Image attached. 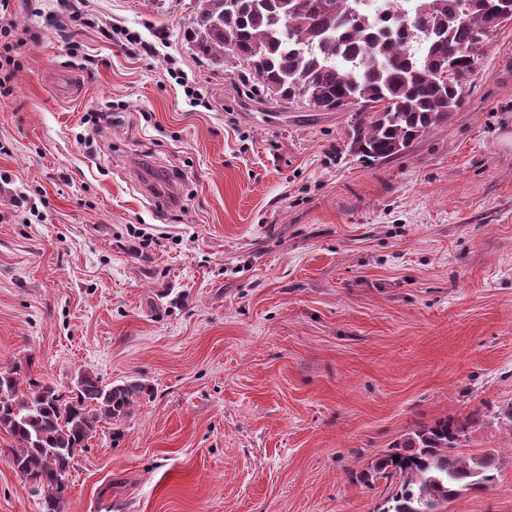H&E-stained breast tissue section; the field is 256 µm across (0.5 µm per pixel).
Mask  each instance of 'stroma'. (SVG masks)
<instances>
[{
    "instance_id": "1",
    "label": "stroma",
    "mask_w": 512,
    "mask_h": 512,
    "mask_svg": "<svg viewBox=\"0 0 512 512\" xmlns=\"http://www.w3.org/2000/svg\"><path fill=\"white\" fill-rule=\"evenodd\" d=\"M75 4L92 24L65 33L56 0L8 6L0 367L147 392L77 451L62 512H376L389 485L356 474L447 414L482 415L463 451L502 460L448 512H512V23L448 122L371 163L354 112L244 95L194 0ZM14 446L0 512H43Z\"/></svg>"
}]
</instances>
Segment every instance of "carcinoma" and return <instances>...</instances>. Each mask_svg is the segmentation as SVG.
Wrapping results in <instances>:
<instances>
[{"mask_svg":"<svg viewBox=\"0 0 512 512\" xmlns=\"http://www.w3.org/2000/svg\"><path fill=\"white\" fill-rule=\"evenodd\" d=\"M197 2L199 53L252 75L271 105L294 106L308 92L323 112L356 108L352 144L371 161L449 121L498 29L491 16L512 20V0H415L404 14L386 0L379 20L359 9L362 0ZM28 373L20 364L0 371V428L18 444L14 466L44 492V512H59L76 451L101 421L127 416L148 387L84 373L66 398ZM475 424L446 415L372 462L360 479L393 486L377 512H446L462 492L494 483L499 455L459 452Z\"/></svg>","mask_w":512,"mask_h":512,"instance_id":"carcinoma-1","label":"carcinoma"}]
</instances>
